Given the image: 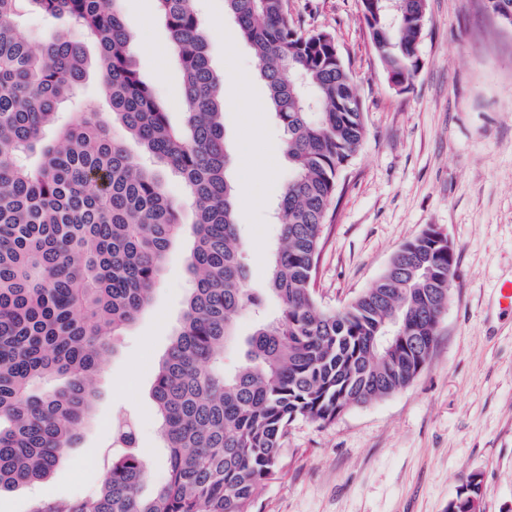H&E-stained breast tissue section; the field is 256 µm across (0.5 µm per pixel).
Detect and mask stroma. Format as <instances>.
Here are the masks:
<instances>
[{
  "instance_id": "stroma-1",
  "label": "stroma",
  "mask_w": 512,
  "mask_h": 512,
  "mask_svg": "<svg viewBox=\"0 0 512 512\" xmlns=\"http://www.w3.org/2000/svg\"><path fill=\"white\" fill-rule=\"evenodd\" d=\"M203 18L222 15L226 36L209 35L221 74L257 71L224 0H199ZM307 30L330 31L353 75L365 137L345 167L336 209L323 227L314 292L340 309L371 288L393 254L427 227L444 230L455 253L448 307L432 355L407 388L352 407L323 423L291 424L277 474L251 512H448L463 480L482 479L480 512H512V313L497 285L512 280V31L484 0H428L408 89L392 88L369 36L361 0H288ZM135 65L174 125H181V66L156 0H123ZM149 23H140V16ZM264 82L226 94L222 121L237 192L262 204L238 212L249 286L264 290L278 239L273 212L288 181V159L273 114L257 137L243 128ZM190 275L183 247L172 249L150 306L108 354L94 418L54 474L0 493V512H27L33 497L93 494L113 452L106 424L119 412L138 421L136 446L149 483L166 477L154 372L180 325Z\"/></svg>"
}]
</instances>
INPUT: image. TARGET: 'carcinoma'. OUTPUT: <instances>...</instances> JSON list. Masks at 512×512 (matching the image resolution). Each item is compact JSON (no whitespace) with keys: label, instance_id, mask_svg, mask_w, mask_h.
<instances>
[{"label":"carcinoma","instance_id":"cac0c4a2","mask_svg":"<svg viewBox=\"0 0 512 512\" xmlns=\"http://www.w3.org/2000/svg\"><path fill=\"white\" fill-rule=\"evenodd\" d=\"M112 7H107V3ZM182 67L183 123L143 83L120 0H0V492L55 471L93 419L100 362L149 306L166 260L188 241L191 288L179 330L155 370L152 399L167 477L146 494L149 468L131 448L136 421L112 435V457L83 499L30 512H251L277 472L289 426L331 421L409 386L436 341L434 297L448 293L454 256L424 233L403 245L376 283L341 309L313 291L340 174L365 127L352 75L326 31L291 19L287 0H225L260 61L291 175L277 204L280 233L267 270L279 315L245 338V360L224 371L236 317L265 310L248 288L238 200L226 178L222 78L211 65L197 0H157ZM428 0H376L363 11L386 74L409 86ZM65 19L41 49L24 16ZM99 48L110 111L87 106L43 137ZM118 124L136 155L111 135ZM40 155L36 166L23 156ZM180 179L193 220L168 193Z\"/></svg>","mask_w":512,"mask_h":512}]
</instances>
